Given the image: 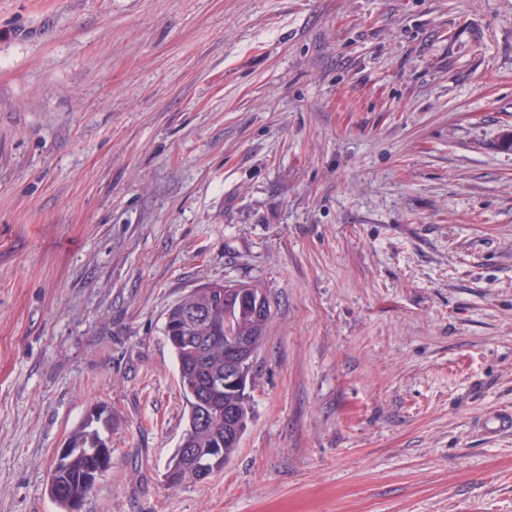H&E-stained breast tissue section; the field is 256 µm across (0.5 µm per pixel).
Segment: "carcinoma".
<instances>
[{
  "label": "carcinoma",
  "instance_id": "1",
  "mask_svg": "<svg viewBox=\"0 0 512 512\" xmlns=\"http://www.w3.org/2000/svg\"><path fill=\"white\" fill-rule=\"evenodd\" d=\"M222 284L196 288L181 298L165 315L163 332L173 329L179 339L170 343L176 359L181 393L188 409L185 434L188 447L178 446L166 468L179 470L176 489L199 481V465L208 448L222 449V458L211 461L210 473L224 468L237 451L239 443L224 437V408L238 411L250 421L253 414L251 396L221 390L213 402L202 401L201 391L224 382L225 337L262 336L269 320H257L247 306L229 301L219 290ZM112 411L104 405L92 408L72 430L58 451L55 466L46 482L49 498L56 512H80L83 501L92 493L99 478L112 465L109 433Z\"/></svg>",
  "mask_w": 512,
  "mask_h": 512
}]
</instances>
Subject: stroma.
Returning a JSON list of instances; mask_svg holds the SVG:
<instances>
[{
	"label": "stroma",
	"instance_id": "35a3bbf8",
	"mask_svg": "<svg viewBox=\"0 0 512 512\" xmlns=\"http://www.w3.org/2000/svg\"><path fill=\"white\" fill-rule=\"evenodd\" d=\"M512 0H0V512H512ZM258 283L239 452L163 473L167 310ZM111 431L112 410L104 405L94 406L72 430L46 482L56 512H79L99 478L111 468Z\"/></svg>",
	"mask_w": 512,
	"mask_h": 512
}]
</instances>
